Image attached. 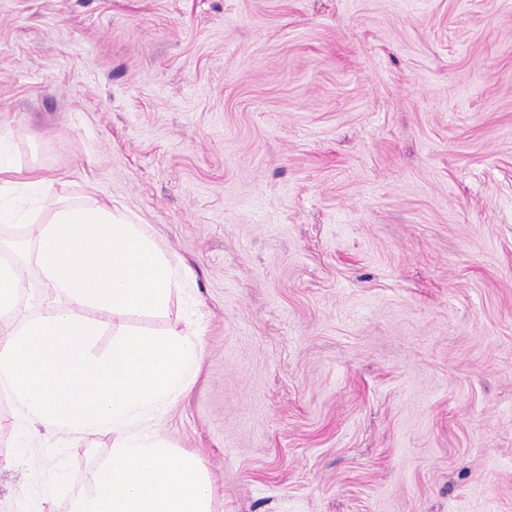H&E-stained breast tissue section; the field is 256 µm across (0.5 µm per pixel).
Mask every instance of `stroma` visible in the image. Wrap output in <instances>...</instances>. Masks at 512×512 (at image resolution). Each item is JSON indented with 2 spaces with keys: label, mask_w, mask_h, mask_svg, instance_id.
<instances>
[{
  "label": "stroma",
  "mask_w": 512,
  "mask_h": 512,
  "mask_svg": "<svg viewBox=\"0 0 512 512\" xmlns=\"http://www.w3.org/2000/svg\"><path fill=\"white\" fill-rule=\"evenodd\" d=\"M1 125L192 269L214 512H512V0H0ZM23 422L68 512L111 440Z\"/></svg>",
  "instance_id": "stroma-1"
}]
</instances>
